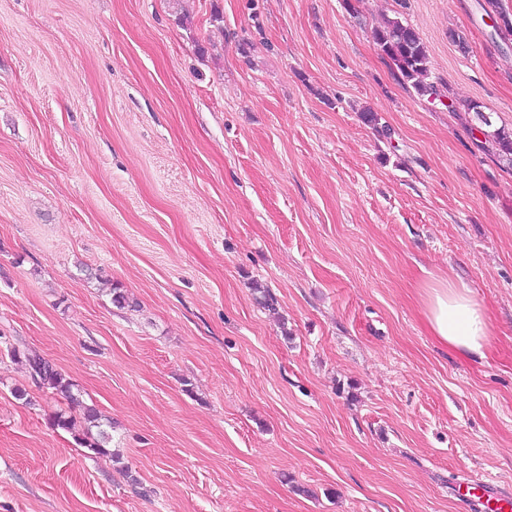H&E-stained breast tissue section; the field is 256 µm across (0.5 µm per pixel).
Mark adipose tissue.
<instances>
[{"label": "adipose tissue", "mask_w": 512, "mask_h": 512, "mask_svg": "<svg viewBox=\"0 0 512 512\" xmlns=\"http://www.w3.org/2000/svg\"><path fill=\"white\" fill-rule=\"evenodd\" d=\"M422 315L438 345L474 359H486L492 330L486 310L472 289L453 277L428 282L422 293Z\"/></svg>", "instance_id": "obj_1"}]
</instances>
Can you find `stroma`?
Returning a JSON list of instances; mask_svg holds the SVG:
<instances>
[{
  "instance_id": "obj_1",
  "label": "stroma",
  "mask_w": 512,
  "mask_h": 512,
  "mask_svg": "<svg viewBox=\"0 0 512 512\" xmlns=\"http://www.w3.org/2000/svg\"><path fill=\"white\" fill-rule=\"evenodd\" d=\"M481 15L0 0V512H463L458 484L512 492V168L373 38L408 22L430 81L511 129L512 47ZM450 273L487 310L484 360L421 315ZM29 355L101 412L110 454L53 427Z\"/></svg>"
}]
</instances>
